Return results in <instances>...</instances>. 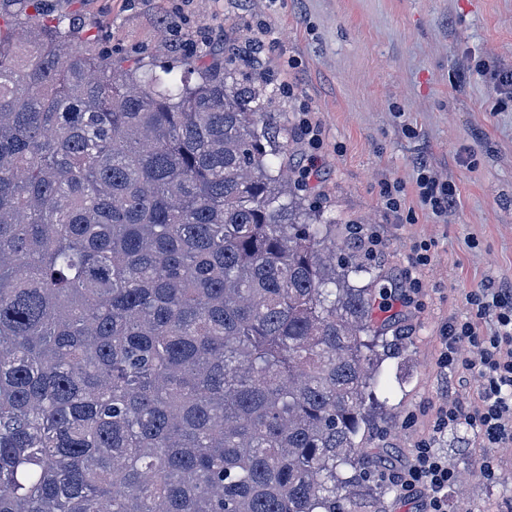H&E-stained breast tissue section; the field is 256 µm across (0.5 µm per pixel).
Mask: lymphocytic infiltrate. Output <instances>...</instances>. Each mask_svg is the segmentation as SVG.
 <instances>
[{
	"label": "lymphocytic infiltrate",
	"mask_w": 512,
	"mask_h": 512,
	"mask_svg": "<svg viewBox=\"0 0 512 512\" xmlns=\"http://www.w3.org/2000/svg\"><path fill=\"white\" fill-rule=\"evenodd\" d=\"M421 204L439 215L454 208L459 195L455 185L440 182L420 171L416 180ZM473 316L448 323L441 337L439 363L461 368L480 381L476 400H449L439 408L436 433L469 426L484 448L512 446V291L484 288L470 294ZM456 470L444 457L419 444L402 471L392 480L408 492L424 490L419 512H448V490Z\"/></svg>",
	"instance_id": "lymphocytic-infiltrate-1"
}]
</instances>
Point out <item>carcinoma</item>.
<instances>
[{"instance_id": "cac0c4a2", "label": "carcinoma", "mask_w": 512, "mask_h": 512, "mask_svg": "<svg viewBox=\"0 0 512 512\" xmlns=\"http://www.w3.org/2000/svg\"><path fill=\"white\" fill-rule=\"evenodd\" d=\"M0 25V512H380L379 265L265 88Z\"/></svg>"}]
</instances>
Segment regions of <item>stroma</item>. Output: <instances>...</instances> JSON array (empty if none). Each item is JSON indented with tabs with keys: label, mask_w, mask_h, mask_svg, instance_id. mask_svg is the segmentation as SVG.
Returning <instances> with one entry per match:
<instances>
[{
	"label": "stroma",
	"mask_w": 512,
	"mask_h": 512,
	"mask_svg": "<svg viewBox=\"0 0 512 512\" xmlns=\"http://www.w3.org/2000/svg\"><path fill=\"white\" fill-rule=\"evenodd\" d=\"M80 45L113 59L142 58L181 73L182 58L232 45L240 72L259 70L282 114L299 169L315 161L308 193L375 236V256L406 292L394 304L399 357L383 364L389 387L369 447L405 465L419 443L454 464L449 512H512V447H479L461 426L440 435L433 419L448 399L474 400L478 383L438 363L441 331L469 316L471 292L512 288V97L475 71L512 68V0H35ZM322 138L310 153L305 123ZM452 183L459 203L437 217L417 197L419 162ZM400 184L386 209L384 183ZM425 264H416L417 254ZM498 462L484 480L485 458Z\"/></svg>",
	"instance_id": "1"
}]
</instances>
